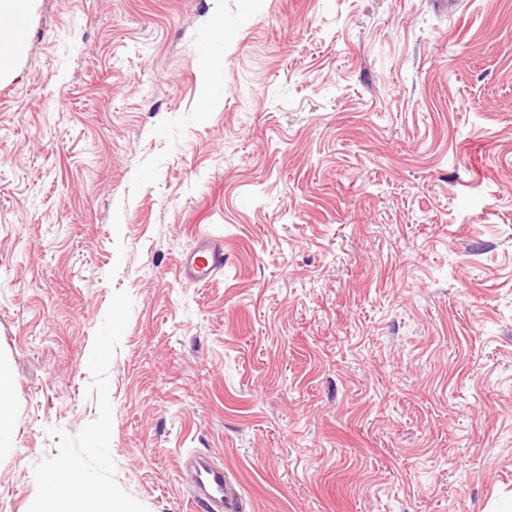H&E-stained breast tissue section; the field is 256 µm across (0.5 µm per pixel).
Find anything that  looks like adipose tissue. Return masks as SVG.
<instances>
[{"label": "adipose tissue", "mask_w": 512, "mask_h": 512, "mask_svg": "<svg viewBox=\"0 0 512 512\" xmlns=\"http://www.w3.org/2000/svg\"><path fill=\"white\" fill-rule=\"evenodd\" d=\"M45 483L49 492L37 512H132L108 490L90 487L77 460H61L46 474Z\"/></svg>", "instance_id": "ef3b65f1"}]
</instances>
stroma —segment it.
Listing matches in <instances>:
<instances>
[{
	"label": "stroma",
	"mask_w": 512,
	"mask_h": 512,
	"mask_svg": "<svg viewBox=\"0 0 512 512\" xmlns=\"http://www.w3.org/2000/svg\"><path fill=\"white\" fill-rule=\"evenodd\" d=\"M31 0L0 76V512L512 497V0ZM224 25V40L210 32ZM224 271L177 273L197 235ZM12 379L6 371H2L0 367V452H8L10 446L4 443L5 437L10 431V423L7 416L8 412V395L12 390ZM187 485L195 503L202 504L209 512H240L241 497L224 469L209 457H191L187 462ZM44 480L49 493L35 512H133L108 490L91 488L77 460H61Z\"/></svg>",
	"instance_id": "35a3bbf8"
}]
</instances>
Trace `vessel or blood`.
I'll return each instance as SVG.
<instances>
[{"label":"vessel or blood","instance_id":"b4317fda","mask_svg":"<svg viewBox=\"0 0 512 512\" xmlns=\"http://www.w3.org/2000/svg\"><path fill=\"white\" fill-rule=\"evenodd\" d=\"M224 270V242L201 235L185 251L178 263V276L187 283L206 284ZM187 485L193 502L207 512H241L242 502L222 467L208 457H194L187 462Z\"/></svg>","mask_w":512,"mask_h":512}]
</instances>
